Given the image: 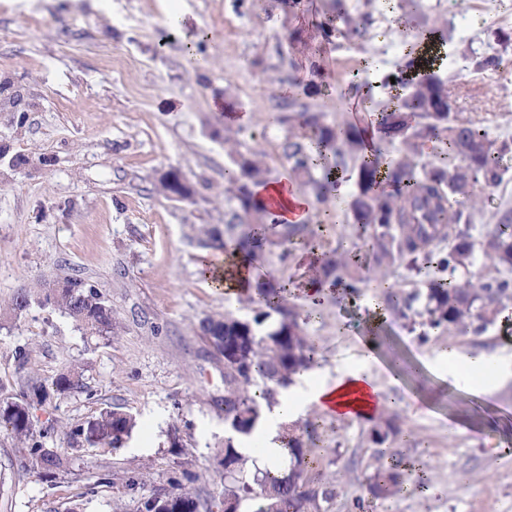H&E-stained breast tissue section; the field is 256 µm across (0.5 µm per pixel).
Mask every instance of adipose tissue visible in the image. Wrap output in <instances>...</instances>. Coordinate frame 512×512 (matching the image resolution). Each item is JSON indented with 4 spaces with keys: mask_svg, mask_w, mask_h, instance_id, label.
<instances>
[{
    "mask_svg": "<svg viewBox=\"0 0 512 512\" xmlns=\"http://www.w3.org/2000/svg\"><path fill=\"white\" fill-rule=\"evenodd\" d=\"M198 268L209 286L228 294L251 292L256 287L252 268L236 254L202 255ZM386 406L381 387L363 370L340 371L325 377L308 371L298 378L292 391L279 396L277 404L259 424L262 446L255 455L256 464L260 469L276 473L287 470L288 456L281 443L283 428L297 421L305 408L340 420L354 418L367 422Z\"/></svg>",
    "mask_w": 512,
    "mask_h": 512,
    "instance_id": "adipose-tissue-1",
    "label": "adipose tissue"
}]
</instances>
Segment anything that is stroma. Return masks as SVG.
Instances as JSON below:
<instances>
[{"mask_svg": "<svg viewBox=\"0 0 512 512\" xmlns=\"http://www.w3.org/2000/svg\"><path fill=\"white\" fill-rule=\"evenodd\" d=\"M465 17L467 30L441 38L451 54L442 72L463 68L459 41L484 48L512 32V0H0V301L34 283L86 279L111 303L120 328L109 340L85 338L52 307L0 315V400L14 398L31 375L65 365L85 368L86 391L31 410L49 446L68 450L69 426L119 407L137 419L120 448H83L54 483L17 477L12 438L0 432V512H138L143 498L191 475L193 491L224 493V357L199 323L230 312L247 316L237 297L200 278L195 229L223 225L224 115L217 103L247 113L239 139L264 154L273 178L287 176V130L268 124L279 97L356 126L350 83L368 88L374 107L391 97L386 76L406 45L430 35L437 16ZM363 16V41L348 42L344 21ZM204 32L196 71L185 62L188 37ZM323 84L307 86L315 72ZM487 90L460 96L465 116L493 136L512 137V48L497 73L473 74ZM176 171L190 197L167 198L155 186ZM312 241L296 239L257 267L272 285L291 283L293 303L318 344L321 373L367 365L397 411L400 433L388 453L423 466L409 487L375 499L367 491L379 448L364 423L308 411L320 465L313 478L331 485L330 512H512V307L480 336L443 327L409 331L395 309L374 333L366 361V294L302 290L310 271L296 254L336 246L369 258L367 235L345 199L313 205ZM455 347L484 364L449 369ZM30 356L26 366L18 349ZM143 476L137 490L127 481Z\"/></svg>", "mask_w": 512, "mask_h": 512, "instance_id": "stroma-1", "label": "stroma"}]
</instances>
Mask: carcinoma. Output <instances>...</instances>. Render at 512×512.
Returning a JSON list of instances; mask_svg holds the SVG:
<instances>
[{
    "instance_id": "carcinoma-1",
    "label": "carcinoma",
    "mask_w": 512,
    "mask_h": 512,
    "mask_svg": "<svg viewBox=\"0 0 512 512\" xmlns=\"http://www.w3.org/2000/svg\"><path fill=\"white\" fill-rule=\"evenodd\" d=\"M346 25L348 40L364 38L365 20L350 18ZM511 46L512 36L502 32L496 44L481 51L468 45L461 55L472 65L471 71L493 73ZM393 88L395 94L380 111L377 126L382 138L398 142L394 155L384 154L378 144L367 148L361 133L328 124L323 112L279 111L269 116V122L288 127L282 155L290 178L308 187L317 204L331 203L336 172L350 165L355 169L347 209L353 223L369 232L374 265L366 267L338 247L316 258V276L355 292L370 281L382 284L394 267L412 270L420 261L431 264L447 277L432 282L423 296L404 295L396 285H389L383 290L386 302L413 331L418 326H442L480 336L512 304V208L500 210L496 223L486 225L480 240L472 239L469 230L482 211L484 191L499 187L507 177L508 170L499 159L512 153V139L490 137L481 122L457 110V95L466 88V81L456 73L443 77L428 69L410 80L401 68ZM430 143L436 150L432 159L425 152ZM224 151L229 160L224 199L232 208L224 229L207 224L198 228L199 246L236 252L254 267L264 260L267 249L313 236L311 224L276 220L257 192L272 181L264 155L243 148L238 131L228 124L224 125ZM477 250L483 253L488 271L475 278L470 268ZM287 292L284 286L270 288L261 282L259 299L248 293L239 298L252 317L226 313L222 322L207 318L200 323L202 334L224 355V425L230 433L221 458L227 482L224 494L254 502V512H321V502L332 497L334 490L308 479L317 453L313 440L303 439L298 425L284 428V448L292 464L282 475L258 469L247 478V458L234 443L236 437L251 436L263 409L272 407L279 391L317 360V343L288 305ZM35 303L58 309L88 336L110 337L118 328L104 296L78 279L60 289L20 288L5 308L18 314ZM83 376L82 368L68 366L50 380L32 378L19 398L0 405V429L36 460L39 477L47 482L66 470L69 458L34 435L28 410L34 401L50 405L54 398L82 388ZM135 427L131 414L107 408L85 423L70 426L66 436L73 447L118 448ZM398 430L397 416H387L372 426L370 435L373 442L382 444ZM377 462L369 491L387 498L405 483L401 459L382 450ZM153 500L165 512L211 510L177 477Z\"/></svg>"
}]
</instances>
